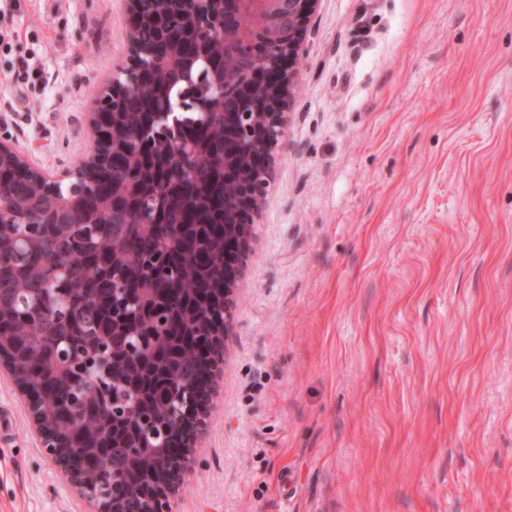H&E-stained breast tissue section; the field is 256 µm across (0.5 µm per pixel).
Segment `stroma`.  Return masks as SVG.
<instances>
[{
	"label": "stroma",
	"instance_id": "35a3bbf8",
	"mask_svg": "<svg viewBox=\"0 0 512 512\" xmlns=\"http://www.w3.org/2000/svg\"><path fill=\"white\" fill-rule=\"evenodd\" d=\"M0 137L75 167L125 0H11ZM172 512H512V0H322ZM0 377V512H80Z\"/></svg>",
	"mask_w": 512,
	"mask_h": 512
}]
</instances>
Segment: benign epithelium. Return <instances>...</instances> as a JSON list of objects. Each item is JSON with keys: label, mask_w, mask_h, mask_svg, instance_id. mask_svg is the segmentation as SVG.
<instances>
[{"label": "benign epithelium", "mask_w": 512, "mask_h": 512, "mask_svg": "<svg viewBox=\"0 0 512 512\" xmlns=\"http://www.w3.org/2000/svg\"><path fill=\"white\" fill-rule=\"evenodd\" d=\"M128 63L119 68L99 94L90 126L93 133L91 152L83 169L103 164L109 154L126 151L134 171L147 162L149 154L158 149L162 154L175 153L180 169H187L191 156L183 155L171 140L162 111L159 131L151 141L144 140L147 130L131 124L122 110L124 100L132 94L150 97L160 82L180 81L191 91L189 102L198 112L224 113V158L214 165L224 171V244L217 247L219 272L211 287L218 296L185 308L197 320L201 336L199 355L208 369L205 383L194 375H182L174 361L166 365L171 388L188 395L192 410L171 417V442L164 447L179 449L176 454L163 452L147 460L160 459L159 483L164 494L143 498L138 512H169L168 495L176 492L193 462L192 449L207 427L211 383L217 368L224 363L225 341L233 326L234 290L249 248L251 230L260 213L271 178L273 151L285 135L284 114L291 103V86L296 75L295 64L304 52L307 26L316 14L321 0H127ZM262 18V26L254 29L249 19ZM184 30L195 35L198 58L210 68L213 84L200 85L189 64L176 72L163 66V60L183 59L181 45L169 43L161 49L148 41L147 31L154 28ZM25 177L41 189L59 208L67 200L59 197V189L81 179L78 170L62 173L35 167L28 156L14 144L0 138V191L14 177ZM134 182L114 191L112 202V238L127 232L132 224H154ZM6 231L18 244L26 241L25 226L17 223L15 209L0 204V233ZM158 299L152 290H139L135 316L143 321L153 319ZM161 352L154 343L129 351L130 377L145 371ZM0 362L6 364L27 400L29 412L40 434L44 455L61 469L67 482L88 499L93 512H133L126 506L131 491L124 481L125 466L106 463L112 473V495L106 499L95 496L87 475L59 456L65 446L46 419L44 399L26 378L19 362L18 343L10 338L0 341Z\"/></svg>", "instance_id": "benign-epithelium-1"}]
</instances>
